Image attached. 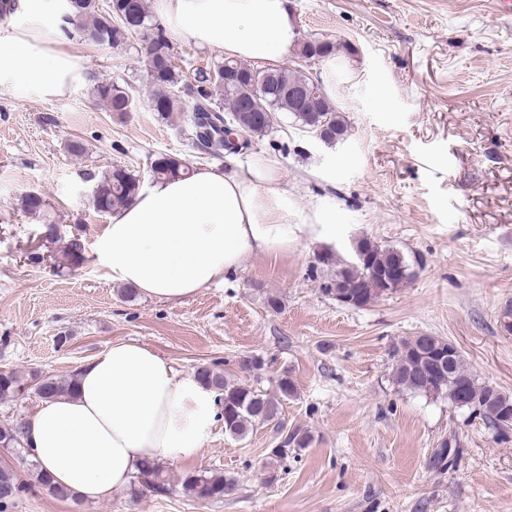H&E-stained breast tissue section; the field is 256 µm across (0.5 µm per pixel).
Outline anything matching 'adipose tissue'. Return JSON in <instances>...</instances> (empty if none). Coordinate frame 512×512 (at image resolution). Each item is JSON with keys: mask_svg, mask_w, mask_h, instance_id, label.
Masks as SVG:
<instances>
[{"mask_svg": "<svg viewBox=\"0 0 512 512\" xmlns=\"http://www.w3.org/2000/svg\"><path fill=\"white\" fill-rule=\"evenodd\" d=\"M26 25L0 29V83L23 98L61 96L84 78L56 26L31 0ZM167 26L201 47L275 63L297 41L288 0H157ZM277 161L227 156L184 178L159 180L112 217L94 252L113 283L177 301L225 282L245 257L287 252L298 234H336V215L296 225ZM221 420L217 394L156 350L118 340L77 371L72 395L45 399L26 418L22 444L58 485L96 502L124 491L144 462L197 457Z\"/></svg>", "mask_w": 512, "mask_h": 512, "instance_id": "adipose-tissue-1", "label": "adipose tissue"}]
</instances>
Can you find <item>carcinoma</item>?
<instances>
[{"label": "carcinoma", "instance_id": "carcinoma-1", "mask_svg": "<svg viewBox=\"0 0 512 512\" xmlns=\"http://www.w3.org/2000/svg\"><path fill=\"white\" fill-rule=\"evenodd\" d=\"M112 14L130 12L136 20L144 21L140 28L109 19L107 9L96 0H62V18L68 25L66 33L75 32L84 37L96 35L94 44L117 48L139 39L148 45L144 61L153 87L150 102L157 105L154 112L162 120L178 115L190 122L197 144L215 156L224 153L237 154L242 146L229 147L224 135V125L239 128L248 139L262 137L270 129L262 114L288 112L303 131H321L327 142L338 144L349 133L345 116L339 110L324 82L309 77L307 72L294 68H259L232 60L230 76H224V64L198 72L195 102L189 106L179 95L184 82L183 71L174 62L175 52L166 28L152 19L147 0H110ZM335 43L320 39H301L293 49V55L304 61L329 62L336 55ZM299 95L291 99L288 90ZM96 97L111 112L124 114L132 110L133 96L130 90L112 81L97 85ZM153 178L156 180L186 175L189 167L182 159L160 153L153 160ZM140 190V179L129 169L112 168L96 182L94 208L102 214H112L134 200ZM355 260L344 262L329 254L320 260L324 265L336 266V271L323 284L322 292L356 302L361 308L388 294L406 287L414 276L412 266L405 255L394 248L383 247L369 238L361 239L355 246ZM448 340L429 334L404 338L394 346L392 382L399 388L425 396L443 397L457 405V383L467 387L468 405L473 413L499 429L512 426V395L489 383L479 381L464 364L459 352L452 354V371L441 384L431 383L429 357L448 350ZM267 364L257 357L245 358L240 369L253 377V383H244L228 376L212 365L197 367L198 378L216 390L222 402L224 433L243 440L257 427L273 425L280 433L279 445L270 450L265 473L269 481L278 477L277 468L288 453H300L312 443L308 430L296 426L287 429L280 420L284 401L296 393L294 380L284 371L273 378L270 391L261 387ZM34 385L15 372H0V400H10L29 389H34L42 399L65 397L72 394L75 375L31 374ZM23 423L11 428H0V445L21 449ZM458 448L443 440L433 452L430 464L446 468L455 460ZM32 476L49 494L70 498V494L53 484L40 465L31 462ZM134 485L155 496H165L171 491V483L163 465L146 462L135 475ZM182 489L192 498L202 501L221 500L236 488V479L208 471H192L183 474ZM24 491V484L14 472L0 467V512L8 509Z\"/></svg>", "mask_w": 512, "mask_h": 512}]
</instances>
